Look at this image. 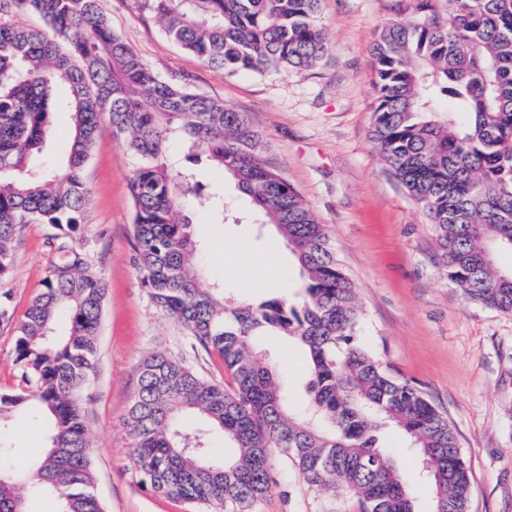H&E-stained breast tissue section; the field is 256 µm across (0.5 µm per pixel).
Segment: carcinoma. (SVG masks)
Instances as JSON below:
<instances>
[{
  "label": "carcinoma",
  "mask_w": 512,
  "mask_h": 512,
  "mask_svg": "<svg viewBox=\"0 0 512 512\" xmlns=\"http://www.w3.org/2000/svg\"><path fill=\"white\" fill-rule=\"evenodd\" d=\"M321 0H143L166 36L204 64L261 73L312 69L328 52ZM415 20L387 24L374 54L371 139L435 224L448 278L470 300L512 314V0H413ZM33 12L45 29L0 21V277L17 230L48 224L58 257L41 292L14 320L24 386L0 393V430L18 412L50 431L35 468L0 464V512H29L28 492L53 512H104L80 407L96 355L106 291L74 243L90 201L85 168L105 131L127 140L137 269L151 299L230 371L231 390L157 353L137 371L128 410L142 483L170 499L218 509L251 507L270 487L272 449L312 486L357 496L362 512H416L413 482L430 512H469L470 474L448 419L397 378L359 339L358 295L324 225L260 153L244 113L168 83L117 34L100 0H0V15ZM70 114L63 162L50 115ZM172 140L184 155L168 154ZM218 166L234 193L209 189L195 167ZM194 196L222 224L238 196L259 224L288 243L302 275L301 302L236 303L193 265L192 222L178 201ZM282 335L306 353L308 405L290 410L257 337ZM401 430L422 461L406 471L383 446ZM236 448L212 458L211 430Z\"/></svg>",
  "instance_id": "carcinoma-1"
}]
</instances>
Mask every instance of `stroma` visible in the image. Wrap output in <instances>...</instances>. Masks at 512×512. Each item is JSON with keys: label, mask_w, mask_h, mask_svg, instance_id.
I'll return each mask as SVG.
<instances>
[{"label": "stroma", "mask_w": 512, "mask_h": 512, "mask_svg": "<svg viewBox=\"0 0 512 512\" xmlns=\"http://www.w3.org/2000/svg\"><path fill=\"white\" fill-rule=\"evenodd\" d=\"M408 0H322L330 52L313 69L286 73L211 68L173 43L138 0H102L112 27L163 80L245 113L263 156L311 206L359 297L358 334L399 378L418 386L448 419L470 471V512H512V314L484 307L453 284L433 224L371 140L373 48L383 27L406 21ZM136 161L122 139L103 133L86 169L91 205L76 236L107 284L97 355L82 392L95 491L105 512H215L165 498L142 484L130 450L127 412L137 370L150 355L183 359L204 379L231 387L221 359L192 344L151 300L134 262L130 182ZM200 243L194 262L226 296L295 298L299 271L286 244L254 224L246 201L241 223L218 224L196 199H181ZM51 228L23 225L0 295L22 317L40 291L52 257ZM245 250L256 270L278 261L287 287L251 288L224 269L222 248ZM288 390L292 409L307 403L304 356L282 338L262 341ZM46 427L15 415L7 433L13 458L34 460ZM271 487L256 505L224 512H360L344 491L311 487L291 460L273 451Z\"/></svg>", "instance_id": "35a3bbf8"}]
</instances>
